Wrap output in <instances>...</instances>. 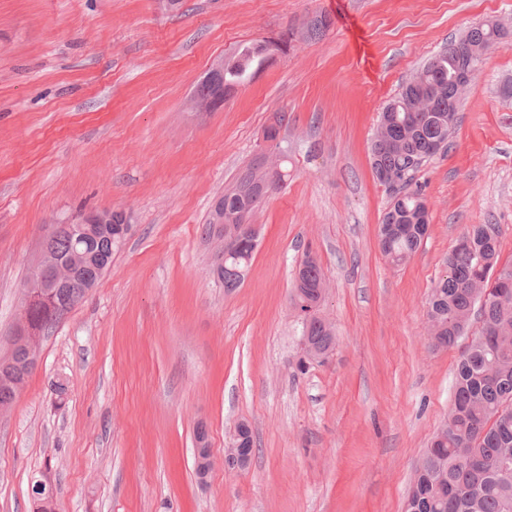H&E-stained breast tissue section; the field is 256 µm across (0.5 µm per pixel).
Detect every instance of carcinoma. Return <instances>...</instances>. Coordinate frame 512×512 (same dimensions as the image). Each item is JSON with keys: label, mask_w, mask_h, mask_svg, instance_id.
Returning a JSON list of instances; mask_svg holds the SVG:
<instances>
[{"label": "carcinoma", "mask_w": 512, "mask_h": 512, "mask_svg": "<svg viewBox=\"0 0 512 512\" xmlns=\"http://www.w3.org/2000/svg\"><path fill=\"white\" fill-rule=\"evenodd\" d=\"M489 23L471 27L459 41L431 57L400 87L379 112L371 142L374 175L403 165L399 181L386 186L396 202L395 214L385 212L379 225L383 255L393 264L406 262L421 245L429 224L426 201L411 188L414 173L433 154L428 143L439 141L448 149V139L458 122L461 102L451 74L475 69L478 60L470 47L500 40ZM262 48L242 44L223 59L224 93L235 90L247 77L263 68ZM266 157H256L224 191V223L245 210L252 214L264 198ZM465 243L454 246L446 259V273L427 302L428 331L438 347L451 346L469 332L474 310L481 326L473 336L458 366L453 396L441 431L446 442L427 449L416 468L412 504L425 505V512H512V294L496 299L494 293L505 279L512 281V265H500L498 240L490 239L480 225L464 234ZM94 263L104 272L112 263L106 233H98ZM254 247L242 245L227 261L229 267L246 266ZM300 279L293 288L315 308L320 303L324 277L319 264L306 256ZM62 297L33 307V328L47 332L56 325L53 313L61 298L72 289H59ZM303 338L310 347L328 353L336 344L334 329L313 317L305 322ZM17 352L15 364L0 365V403L13 402L20 386L16 372L24 365Z\"/></svg>", "instance_id": "carcinoma-1"}]
</instances>
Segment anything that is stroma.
<instances>
[{"label":"stroma","mask_w":512,"mask_h":512,"mask_svg":"<svg viewBox=\"0 0 512 512\" xmlns=\"http://www.w3.org/2000/svg\"><path fill=\"white\" fill-rule=\"evenodd\" d=\"M320 14L329 30L192 110L217 60ZM485 20L512 28V0H0V341L49 225L121 209L132 226L0 418V512H37L38 483L55 512H403L471 342L428 346L430 290L474 224L495 225L512 264V40L414 175L430 226L400 266L378 245L390 194L370 145L400 86ZM278 112L288 178L251 215L258 246L228 290L202 229ZM307 255L337 337L322 361L293 301ZM240 422L255 454L228 471ZM248 429L250 434V442L254 446L253 433L249 425L238 423L233 431L232 438L229 442L228 448L224 451V468L231 471H242L248 467L254 455V448H241L238 440L241 434ZM196 446V475L201 483L206 482L212 468V455L208 441V432L204 426L196 429L194 434Z\"/></svg>","instance_id":"1"}]
</instances>
